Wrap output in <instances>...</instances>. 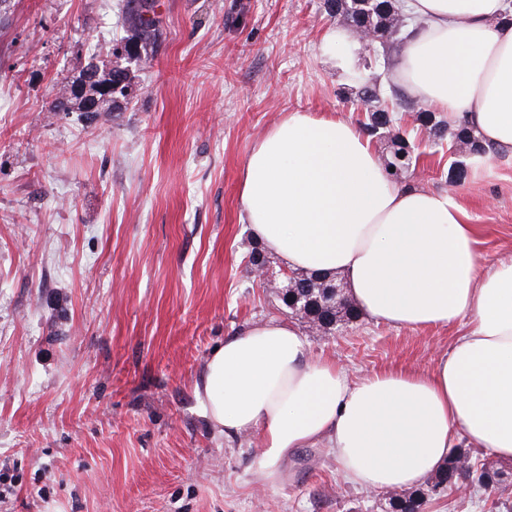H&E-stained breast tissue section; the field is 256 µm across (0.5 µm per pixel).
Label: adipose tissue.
<instances>
[{
	"mask_svg": "<svg viewBox=\"0 0 512 512\" xmlns=\"http://www.w3.org/2000/svg\"><path fill=\"white\" fill-rule=\"evenodd\" d=\"M406 9L420 22L397 63L408 92L512 155V0ZM240 201L255 240L288 269L341 272L368 317L464 327L429 371L356 380L281 320L226 337L195 395L219 433L257 439L258 485L279 484L302 448L330 449L343 480L369 492L416 485L462 440L512 461V261L482 270L457 196L394 183L344 118L291 112L253 146Z\"/></svg>",
	"mask_w": 512,
	"mask_h": 512,
	"instance_id": "ef3b65f1",
	"label": "adipose tissue"
}]
</instances>
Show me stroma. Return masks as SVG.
Segmentation results:
<instances>
[{
	"mask_svg": "<svg viewBox=\"0 0 512 512\" xmlns=\"http://www.w3.org/2000/svg\"><path fill=\"white\" fill-rule=\"evenodd\" d=\"M121 8L0 0V512H390L327 448L257 487V441L219 434L194 394L225 337L289 318L247 264L254 144L294 111L362 126L345 89L378 73L373 53H322L352 29L333 0H157L163 42L133 66L121 110L51 111L92 52L126 36ZM389 106L421 154L402 183L452 189L416 111ZM454 189L482 266L512 255V157ZM459 332L362 315L308 341L362 378L432 369ZM469 454L463 490L432 491L430 475L412 487L423 512H512V462Z\"/></svg>",
	"mask_w": 512,
	"mask_h": 512,
	"instance_id": "stroma-1",
	"label": "stroma"
}]
</instances>
